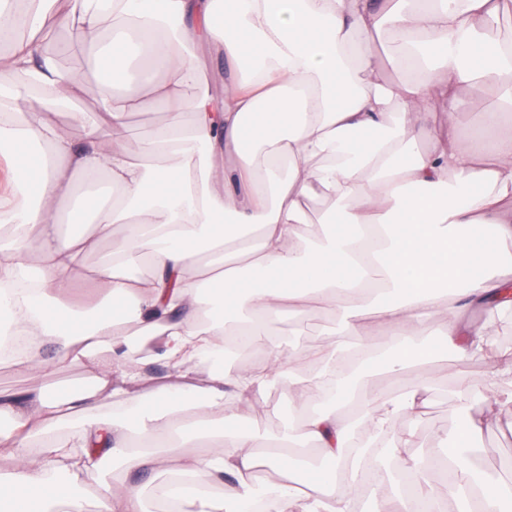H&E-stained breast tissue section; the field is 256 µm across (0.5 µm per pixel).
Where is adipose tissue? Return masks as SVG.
Returning a JSON list of instances; mask_svg holds the SVG:
<instances>
[{
    "mask_svg": "<svg viewBox=\"0 0 512 512\" xmlns=\"http://www.w3.org/2000/svg\"><path fill=\"white\" fill-rule=\"evenodd\" d=\"M512 0H82L77 13L59 0H28L20 10L0 0V144L10 146L11 181L32 187L31 207L5 204L14 226L0 237V348L25 335L30 346L11 357L27 370L46 339L60 363L83 371L77 389L0 396V512H86L82 494L96 483V512H146L138 490L105 480L106 470L151 467L152 491L179 500L181 512H250L266 497L270 512H348L350 497L370 490L373 512H411L414 501L439 512L429 482L415 498L384 491L372 463L347 453L356 429L391 436L393 452L412 435L396 433L402 417L426 402L430 380L409 376L412 361L452 356L487 369L462 406L481 400L512 404L497 391L512 376V349L495 341L501 297L512 287V133L503 109L484 113L467 141L456 124L430 121L437 104L455 112L458 91L494 75L512 106V45L487 41ZM76 32L93 59L126 57L131 33L156 39L151 63L121 71L99 88L95 110L105 138L79 149L47 117L81 99L84 88L45 49L46 27ZM388 31L401 46L396 66L409 80L364 83L377 68L370 34ZM210 45L244 73L222 94L199 93L191 128H183V92L200 70L192 47ZM44 109L17 119L31 88ZM169 120L136 151L123 147L126 119L144 96ZM400 112L390 125L391 112ZM430 142L420 150L419 142ZM333 211L309 224V201ZM94 224L98 236L114 225L125 244L93 275L101 296L92 310L68 305L89 237H66L61 224ZM494 242L478 252L482 228ZM258 239H251V229ZM148 261L138 281L131 259ZM448 305H441L442 294ZM369 310L351 309L353 299ZM487 318L470 321L473 309ZM296 315L342 310L336 340L293 357L264 331L282 310ZM446 318L445 341L428 322ZM393 336L389 353L358 337L368 319ZM239 327L240 350L267 353L264 365L227 363L228 327ZM158 342L170 376L140 389L135 353ZM204 384L192 382L196 368ZM409 388L365 392L359 377L373 372ZM287 386L305 404L267 450L228 411L225 397L249 403ZM131 406V414L91 417L100 402ZM191 412L197 437L186 443L180 413ZM74 422L77 446L60 442L55 424ZM479 422L460 423L447 448L459 491L475 482L456 446L473 443ZM192 452H185V445ZM330 467L305 466L306 450ZM262 465L281 473L273 484L253 480ZM347 490L338 492L337 478ZM221 496H214L215 486Z\"/></svg>",
    "mask_w": 512,
    "mask_h": 512,
    "instance_id": "obj_1",
    "label": "adipose tissue"
}]
</instances>
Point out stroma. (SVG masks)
<instances>
[{"instance_id":"1","label":"stroma","mask_w":512,"mask_h":512,"mask_svg":"<svg viewBox=\"0 0 512 512\" xmlns=\"http://www.w3.org/2000/svg\"><path fill=\"white\" fill-rule=\"evenodd\" d=\"M72 75L82 84L84 94L76 109H64L51 112L50 118L56 123L61 134L76 146H84L90 121L94 119V107L98 89L91 77L83 70H73ZM502 88L495 77H487L476 86L462 90L461 108L455 117L447 113L436 112L438 124H447L455 120L460 134H467L471 123L478 114L490 110L500 103ZM124 230L114 227L109 238L98 240L95 247L85 253L80 269L81 278L70 294V301L76 305H87L94 300V289L88 278L91 270L98 268L111 250L123 244ZM336 327V318L329 313H314L300 319L289 314L281 315L272 326V332L278 336L285 351L294 353L303 346L312 343H326ZM432 378L429 403L417 414L397 422L399 432L412 433L413 439L403 454L407 457L435 456L440 451L439 435L455 434L458 417L454 404L462 392V377L478 378L486 369L482 363L453 361L446 357L435 358L425 365ZM84 382L83 371L73 365L59 364L51 377H39L33 373L18 372L11 364H0V396L14 395L32 391L43 386L69 387L81 386ZM469 415L478 420L482 433L477 447L479 456L476 461L478 475L493 476L498 484L512 487V405L488 410L483 403L470 404Z\"/></svg>"}]
</instances>
